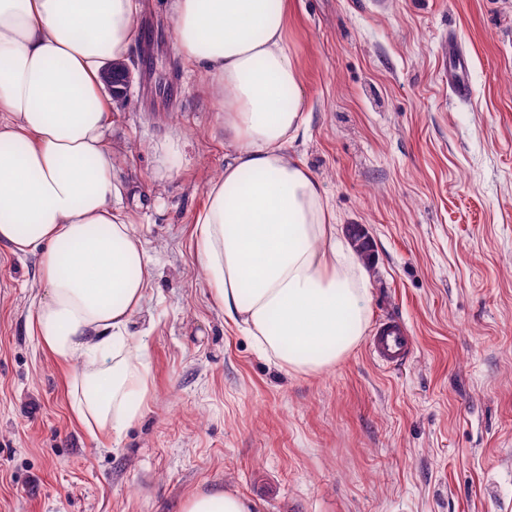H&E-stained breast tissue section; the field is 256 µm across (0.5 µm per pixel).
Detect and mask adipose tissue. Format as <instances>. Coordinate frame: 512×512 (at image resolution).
<instances>
[{
  "instance_id": "ef3b65f1",
  "label": "adipose tissue",
  "mask_w": 512,
  "mask_h": 512,
  "mask_svg": "<svg viewBox=\"0 0 512 512\" xmlns=\"http://www.w3.org/2000/svg\"><path fill=\"white\" fill-rule=\"evenodd\" d=\"M138 0H0V241L40 256V345L71 370L70 407L120 438L149 392L130 327L150 283L123 206L104 73L127 59ZM174 49L203 75L231 152L195 217L215 303L290 372L342 362L369 323L370 275L336 237L320 182L288 152L304 132L288 0H170ZM237 493L188 497L181 512H252Z\"/></svg>"
}]
</instances>
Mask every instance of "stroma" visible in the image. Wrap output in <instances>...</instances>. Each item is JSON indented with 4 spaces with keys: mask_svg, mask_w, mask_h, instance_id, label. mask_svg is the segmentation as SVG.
I'll return each mask as SVG.
<instances>
[{
    "mask_svg": "<svg viewBox=\"0 0 512 512\" xmlns=\"http://www.w3.org/2000/svg\"><path fill=\"white\" fill-rule=\"evenodd\" d=\"M140 3L158 34L127 58L108 140L153 266L131 327L151 399L116 441L74 418L70 370L30 330L39 256L0 242V512H181L212 489L256 512H512V0H290L309 122L288 151L339 236L371 238L370 326L401 318L417 343L401 369L361 345L319 376L281 368L212 299L194 218L224 138L167 0ZM175 77L172 106L158 90ZM444 54L449 58L448 87L458 99H467L471 95V86L467 79L468 59L457 49L452 38L444 46Z\"/></svg>",
    "mask_w": 512,
    "mask_h": 512,
    "instance_id": "35a3bbf8",
    "label": "stroma"
}]
</instances>
